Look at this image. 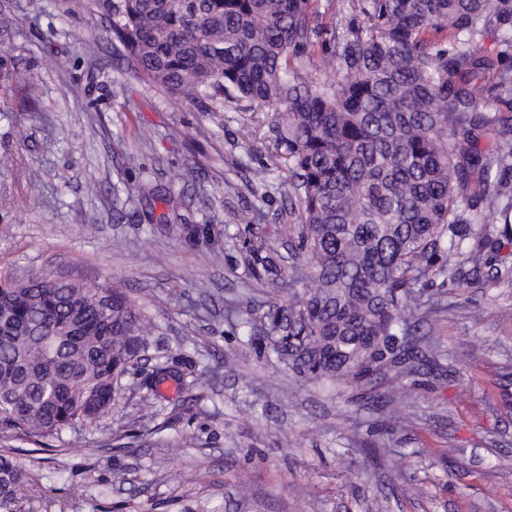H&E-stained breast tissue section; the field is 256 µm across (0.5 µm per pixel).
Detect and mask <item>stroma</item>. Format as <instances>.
I'll return each instance as SVG.
<instances>
[{
	"instance_id": "35a3bbf8",
	"label": "stroma",
	"mask_w": 512,
	"mask_h": 512,
	"mask_svg": "<svg viewBox=\"0 0 512 512\" xmlns=\"http://www.w3.org/2000/svg\"><path fill=\"white\" fill-rule=\"evenodd\" d=\"M273 119L141 83L87 0H0V272L121 279L155 326L149 356L208 374L189 410L162 383L137 442L114 437L133 372L97 424L23 444L26 512H512V247L423 289L420 333L452 370L420 377L401 424L295 375L265 332L294 219L278 174L249 181L281 153Z\"/></svg>"
}]
</instances>
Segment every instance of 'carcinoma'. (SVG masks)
Here are the masks:
<instances>
[{"label": "carcinoma", "mask_w": 512, "mask_h": 512, "mask_svg": "<svg viewBox=\"0 0 512 512\" xmlns=\"http://www.w3.org/2000/svg\"><path fill=\"white\" fill-rule=\"evenodd\" d=\"M92 0L112 10V40L135 76L205 103L278 107L283 176L304 258V292L269 312L273 351L308 379L341 380L351 401L382 404L378 380L439 366L415 332L419 295L453 262L480 267L512 244V199L492 170H512V120L482 105L485 90L512 97V67L478 44L512 26V0ZM332 46L315 53V40ZM315 79L305 77L303 59ZM492 150H480L481 141ZM499 210V237L472 231L471 209ZM150 324L118 279L85 288L51 270L18 284L0 275V441L44 447L101 418L122 378L144 360ZM175 380L187 400L193 370L155 365V396ZM26 470L0 448V512H22Z\"/></svg>", "instance_id": "carcinoma-1"}]
</instances>
